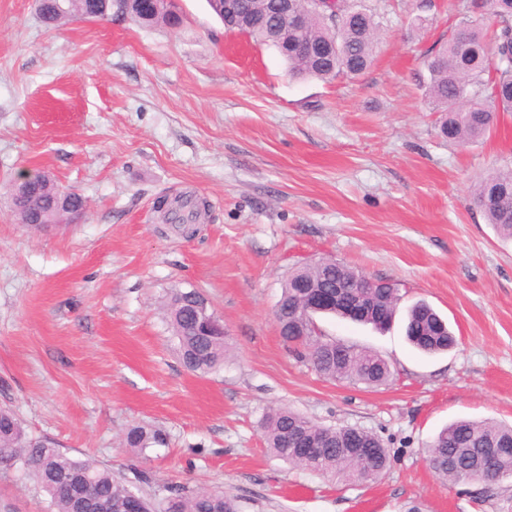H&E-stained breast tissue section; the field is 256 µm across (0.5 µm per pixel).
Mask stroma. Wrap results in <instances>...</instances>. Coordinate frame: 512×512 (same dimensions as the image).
<instances>
[{
  "label": "stroma",
  "mask_w": 512,
  "mask_h": 512,
  "mask_svg": "<svg viewBox=\"0 0 512 512\" xmlns=\"http://www.w3.org/2000/svg\"><path fill=\"white\" fill-rule=\"evenodd\" d=\"M380 36L370 69L293 79L279 54L226 31L206 0H176L179 27L71 19L0 0V407L28 434L110 468L142 494L169 486L235 496L240 512H512V478L442 482L427 447L458 419L512 424V242L474 201L512 164V112L466 144L437 134L421 85L460 0H364ZM38 169L86 208L21 224L9 189ZM192 195L209 215L175 235L157 200ZM327 257L398 283L392 327L323 316L329 338L371 349L384 386L334 382L289 353L274 317L298 266ZM199 290L230 346L199 377L176 351L163 304ZM425 301L458 345L425 355L404 335ZM278 407L376 434L389 468L329 481L272 456ZM169 446L125 447L134 425ZM33 480L0 469V512H49Z\"/></svg>",
  "instance_id": "35a3bbf8"
}]
</instances>
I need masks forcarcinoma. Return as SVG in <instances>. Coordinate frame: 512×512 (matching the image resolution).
<instances>
[{
	"instance_id": "obj_1",
	"label": "carcinoma",
	"mask_w": 512,
	"mask_h": 512,
	"mask_svg": "<svg viewBox=\"0 0 512 512\" xmlns=\"http://www.w3.org/2000/svg\"><path fill=\"white\" fill-rule=\"evenodd\" d=\"M248 13L239 28L242 34L276 49L294 78L331 81L343 75L355 78L372 64L379 22L375 9L352 0L336 15L334 6L314 11L309 0H292L294 10L308 14V24L299 35L303 45L334 50L327 60L317 59L295 48L280 47L272 31L283 17L276 10L278 0H264L259 8L247 0ZM40 20L55 26L69 18L126 20L147 26H176L180 16L171 2L160 13L151 6L128 0H36ZM497 28L487 43L483 16L464 15L462 27L434 53L428 55L426 96L436 112L446 113L439 132L450 141L465 143L493 130L498 114L512 112V0H492ZM31 222L55 219L72 209L85 208L77 193L55 184L49 186L35 177ZM475 202L487 223L499 236L512 241V165L496 169L477 186ZM175 231L184 235L183 224L195 220V198L180 197L171 210ZM364 275L330 258L294 269L282 286L279 304L288 312V323L281 337L290 352L306 358L325 379L351 384L379 386L391 371L386 360L367 348L327 339L313 323L308 290L298 287L307 280L316 285L339 284L337 307L330 314L344 318L356 304L361 314L354 321L384 330L394 322L400 295L396 283L382 288H359ZM199 291H173L166 310L169 327L177 341L184 366L198 375H207L224 365L229 348L222 336H209L204 320L214 315L200 307ZM405 334L418 350L435 354L454 346L456 338L442 317L428 304L419 302L407 313ZM264 440L269 451L330 480L368 481L378 478L388 467L387 448L374 433L356 427H324L288 408L272 411L264 420ZM357 441L373 450L365 463L346 452L348 443ZM130 448L165 447L168 436L158 428L130 427L124 437ZM512 448V426L494 421L459 420L442 429L428 449L429 467L444 481L457 483L465 473L479 477L477 461L482 448ZM0 468L15 469L33 479L50 497L52 512H75L70 481L78 479L91 492L87 512H153L151 503L114 478L112 471L92 461L66 455L47 439L29 435L17 414L0 408ZM512 477V451L491 460L487 482ZM163 512H239L235 497L222 492L170 487Z\"/></svg>"
}]
</instances>
